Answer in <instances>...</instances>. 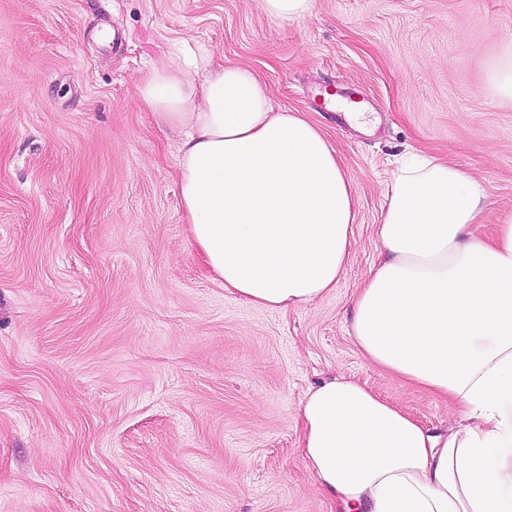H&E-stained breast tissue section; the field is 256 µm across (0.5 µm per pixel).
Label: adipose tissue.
<instances>
[{"label": "adipose tissue", "instance_id": "obj_1", "mask_svg": "<svg viewBox=\"0 0 512 512\" xmlns=\"http://www.w3.org/2000/svg\"><path fill=\"white\" fill-rule=\"evenodd\" d=\"M137 94L183 136L188 238L225 291L283 312L331 292L355 184L323 132L275 108L251 69L184 39ZM485 197L481 181L433 155L410 154L393 176L382 258L352 299L350 334L373 364L451 396L464 420L435 434L354 380L309 388L301 454L340 512H512L492 463L512 448V211L475 235Z\"/></svg>", "mask_w": 512, "mask_h": 512}]
</instances>
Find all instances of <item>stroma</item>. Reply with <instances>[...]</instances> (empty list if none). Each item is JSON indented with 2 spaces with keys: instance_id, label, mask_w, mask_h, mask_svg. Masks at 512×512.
<instances>
[{
  "instance_id": "1",
  "label": "stroma",
  "mask_w": 512,
  "mask_h": 512,
  "mask_svg": "<svg viewBox=\"0 0 512 512\" xmlns=\"http://www.w3.org/2000/svg\"><path fill=\"white\" fill-rule=\"evenodd\" d=\"M512 0H0V512H338L296 409L354 379L429 429L452 400L381 371L350 335L402 156L480 179L490 235L512 211V105L486 86ZM250 67L305 113L356 186L336 287L288 313L226 292L186 241L179 133L141 103L173 40ZM357 92L375 128L319 112ZM262 11L275 21L300 20L310 15L315 0H258Z\"/></svg>"
}]
</instances>
